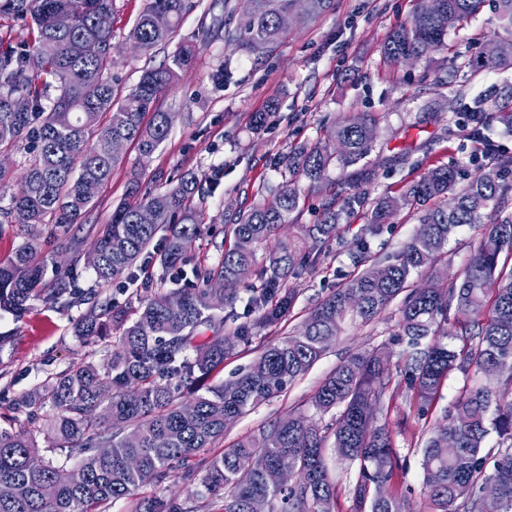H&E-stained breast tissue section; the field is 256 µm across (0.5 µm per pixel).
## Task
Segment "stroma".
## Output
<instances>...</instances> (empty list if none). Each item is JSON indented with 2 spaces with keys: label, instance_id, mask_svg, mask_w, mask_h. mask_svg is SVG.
<instances>
[{
  "label": "stroma",
  "instance_id": "35a3bbf8",
  "mask_svg": "<svg viewBox=\"0 0 512 512\" xmlns=\"http://www.w3.org/2000/svg\"><path fill=\"white\" fill-rule=\"evenodd\" d=\"M145 3L116 0L112 78L124 91L137 84L145 69L159 66L172 52L167 46L145 54L129 41ZM418 5L419 0H333L330 11L289 28L278 46L261 58L241 51L236 42L215 37L200 48L193 67L160 100L162 109L174 115L167 140L148 157L136 145L124 147L122 163L97 197L94 223L71 225L68 233L55 238L50 226L40 225L35 236L50 240L59 261L69 262L67 243L75 241L89 249L113 208L126 199L132 177H139L143 188L157 192L175 186L184 173L191 172L206 182L211 193L201 204L205 222L190 258L195 263H217L230 237L225 214L248 207L261 187L281 183L278 163L292 147L326 139L337 122L364 114L376 121L375 146L368 157L376 171L372 197L399 194L436 166L455 167L467 179L478 175L487 160L470 137L465 114L478 101L485 112H496L500 91L512 85V68L475 71L470 66L502 34L497 10L493 0H486L475 18L449 31L444 49L390 64L383 56V43L390 32L412 18ZM223 68L229 77L220 82L216 74ZM264 111L270 114L266 127L253 130V115ZM365 222L358 213L341 224L337 238L323 248L303 276L288 279L286 286L295 293L292 307L280 322L228 349L218 381L235 379L266 344L295 334L313 307L355 273L351 244ZM417 229L415 218L398 213L391 228L371 238V256L382 259L394 254ZM477 245L476 232L462 228L432 267L413 275V285L462 277ZM74 293L76 301L67 308L35 301L20 316L0 310V423L39 433V422L28 417L21 401L73 365L102 360L116 345L114 335L92 342L76 336L75 323L86 310L85 296L126 307L139 306L145 296L128 284L97 285L92 274L82 269L74 279ZM397 321V309L392 306L371 322H346L319 361L279 396L238 417L215 444L214 453L291 413L312 414L310 399L315 390L350 354L390 351L391 380L403 381L405 346L396 336ZM473 382L472 376L452 371L436 409L426 419H418L415 406L402 393L394 396L387 413L379 415L378 422L389 430L400 458L389 492L423 503V433L441 423L444 409ZM326 465L336 486L335 512H355L352 490L358 464L339 459L330 449ZM163 493L178 497L185 512L217 510L210 499L195 495L193 485L177 471L164 482L139 488L136 497Z\"/></svg>",
  "mask_w": 512,
  "mask_h": 512
}]
</instances>
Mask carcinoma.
Masks as SVG:
<instances>
[{
	"instance_id": "carcinoma-1",
	"label": "carcinoma",
	"mask_w": 512,
	"mask_h": 512,
	"mask_svg": "<svg viewBox=\"0 0 512 512\" xmlns=\"http://www.w3.org/2000/svg\"><path fill=\"white\" fill-rule=\"evenodd\" d=\"M410 23L395 31L383 54L398 64L445 46L448 31L478 14L485 0H420ZM331 0H242L251 18L236 33L239 47L262 55L284 37L281 18L292 13L305 22ZM193 0H147L129 38L143 51L172 43ZM507 37L481 66L512 67V0H496ZM115 12L114 0H0V20H10L25 37L0 36V145L23 142L30 158L18 188L14 172L0 167V230L14 216L31 224H51L67 231L91 216L97 194L111 179L121 155L112 141L134 142L142 154H153L166 140L172 116L160 98L193 64L200 45L225 27L224 18L201 24L190 42H181L168 62L144 72L125 95L117 94L106 73L112 67V30L96 26L100 13ZM70 28L54 24L60 14ZM97 38L102 53L87 56L81 44ZM56 84L58 94L48 97ZM97 87L93 97L85 95ZM473 139L492 162L495 178L479 174L458 186L449 166H437L407 185L398 196L369 197L364 185L373 172L363 160L373 148L374 131L364 118L342 121L335 130L340 152L319 143L302 145L282 164L291 179L259 192L245 210L226 215L233 234L216 265L191 268V288H174L144 299L128 312L92 303L81 316L76 334L94 340L120 333L119 346L103 362H82L46 381L22 406L28 416H42V431L61 457L40 453L35 436L0 426V485L14 488L0 497V512H97L107 500L128 497L148 482H160L174 469L199 482L198 495L219 500V512H250L262 500L268 512H334L336 487L325 449L328 437L338 456L359 463L354 488L356 512H415L412 503L382 491L399 467L391 437L376 425L390 376L389 355L357 353L339 364L311 397L319 415L336 411L321 425L302 413L291 414L255 436L198 463L190 459L224 437V428L239 416L281 394L305 373L336 339L345 320L370 322L406 288L414 273L431 264L460 228L482 230L476 252L461 280L424 291L412 289L399 307L398 336L408 350L405 384L422 418L429 413L448 374L494 370L496 387L464 388L445 423L434 428L422 448L423 488L431 512H482L486 500L501 512H512V269L498 268L500 255L512 253V154L485 135L489 117L468 113ZM362 165L352 192L321 197L318 220L298 224L281 239L278 230L293 224L300 210L292 178L326 179L334 163ZM204 184L188 173L158 193L130 186L128 199L112 210L110 221L86 252H75L64 265L41 255V245L26 241L7 262H0V309L20 316L33 300L52 307L70 306L73 266L85 260L95 281L108 285L139 281L137 262L148 255L169 270L187 262L199 234V216L190 209ZM408 209L417 215L419 233L388 260L370 261L366 237L377 236L393 216ZM362 212L367 224L356 239L355 263L372 267L319 302L292 336L268 344L254 364L236 379L209 385L224 366V347L249 338L255 328L279 322L293 294L283 282L297 277L310 256L336 236L341 221ZM156 252L149 253L154 241ZM265 250L258 260L257 250ZM53 278L46 280L47 268ZM259 282L251 298L261 315L208 344L194 345L201 328L223 324L214 310L234 307L244 278ZM461 342L456 349L448 338ZM186 390L192 411L179 402ZM499 436L494 461L484 452L490 431ZM77 461L75 468L67 463ZM295 473L293 487L281 483L283 472ZM133 512H182L175 496L140 500Z\"/></svg>"
}]
</instances>
